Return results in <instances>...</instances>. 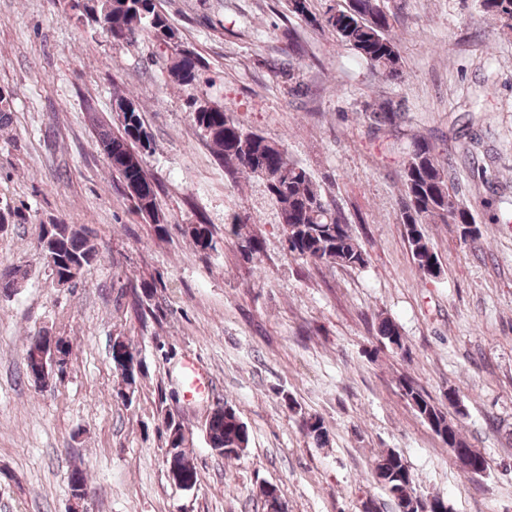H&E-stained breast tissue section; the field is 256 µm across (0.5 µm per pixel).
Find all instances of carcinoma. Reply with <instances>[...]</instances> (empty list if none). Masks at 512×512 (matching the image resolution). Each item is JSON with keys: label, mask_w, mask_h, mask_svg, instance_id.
I'll list each match as a JSON object with an SVG mask.
<instances>
[{"label": "carcinoma", "mask_w": 512, "mask_h": 512, "mask_svg": "<svg viewBox=\"0 0 512 512\" xmlns=\"http://www.w3.org/2000/svg\"><path fill=\"white\" fill-rule=\"evenodd\" d=\"M481 6L501 28L512 30V0H482ZM112 13V39L133 43L142 33L169 44L177 39L176 30L166 15L158 8L157 0H107ZM288 11L296 18L314 27L319 25L336 33L388 80L402 79V62L396 41L390 34V15L381 7L380 0H347V7L318 20L309 10L308 0H289ZM201 62L191 52L178 55L169 71L176 82L192 85L199 79ZM112 111L126 112V123L118 132L102 130L98 142L112 150V171L127 184L140 188L132 199L136 211L157 226V231L167 230L159 208L156 184L145 163L132 162L140 153L153 150V140L145 127L139 103L121 94L112 98ZM368 118L377 126H394L402 118L401 105L387 100L365 108ZM195 124L202 130L209 145L224 159L228 172L262 181L268 197L275 207L278 223L288 233V252L313 264H337L347 267L362 266L366 255L353 235L343 213L326 200L320 185L300 165L290 161L286 149L264 135L241 127L228 113L208 104L196 105L193 112ZM448 163L435 155L432 146L419 140L414 143L401 174L403 185L402 224L413 259L428 276L439 274L437 256L421 231L423 224H461L465 226L464 239L476 240L479 227L473 223L470 211L463 206L448 186ZM202 251L214 248L211 225L201 221L181 227ZM38 247L45 262L53 264L62 283L78 278L83 270L98 259L100 249L89 231L75 224L42 225ZM27 277V270L19 265L0 262V293L17 290ZM131 307L143 311L141 296L154 293L150 283L129 284ZM380 338L398 349L404 347L397 324L382 317L377 324ZM42 336H32L26 344L25 376L28 382L37 383L31 364ZM132 345L122 336L112 339L110 359L116 369H122V389L115 392L120 399H129L140 384L143 372L127 371L125 349ZM455 391L448 390L445 401L436 402L412 380L402 383V395L416 414L443 442L453 441L459 448L470 443L460 431L457 419L450 410H458ZM183 424L167 412L158 424L165 447L175 448L176 431ZM302 433L318 446L328 442L324 421L317 415H303L300 419ZM208 445L221 448L227 459L238 458L249 447V432L236 409L224 403L212 410L206 423ZM374 473L388 490L395 512H419L420 504L406 459L399 453L387 451L374 464Z\"/></svg>", "instance_id": "carcinoma-1"}]
</instances>
